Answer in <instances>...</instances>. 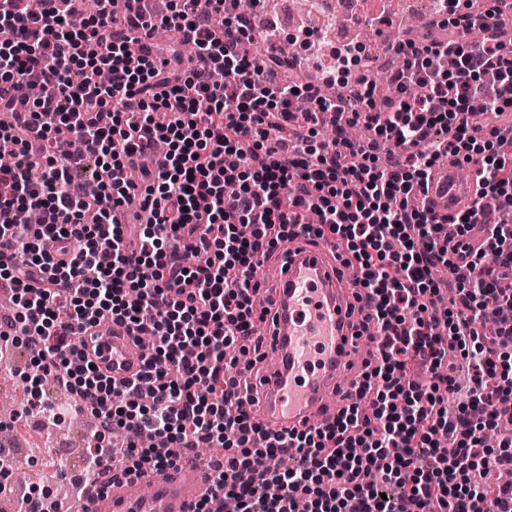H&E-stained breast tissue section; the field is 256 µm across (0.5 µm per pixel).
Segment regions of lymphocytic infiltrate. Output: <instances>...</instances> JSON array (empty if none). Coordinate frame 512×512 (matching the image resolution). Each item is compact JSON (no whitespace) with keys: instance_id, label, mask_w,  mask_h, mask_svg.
Returning <instances> with one entry per match:
<instances>
[{"instance_id":"f902f5d3","label":"lymphocytic infiltrate","mask_w":512,"mask_h":512,"mask_svg":"<svg viewBox=\"0 0 512 512\" xmlns=\"http://www.w3.org/2000/svg\"><path fill=\"white\" fill-rule=\"evenodd\" d=\"M72 0H0V136L15 145L0 167V288L15 303L0 353L23 346L29 418L51 425L72 409L97 429L79 480L106 490L137 463L172 466L184 453L223 448L206 495L235 512H512V449L489 451L488 430L512 407V325L496 349L480 341L484 319L512 305V225L489 224L467 271L455 270L450 238L465 239L483 216L473 204L447 218L410 205L441 156L477 166L480 196L512 211V160L493 151L512 135V8L493 0L479 14L449 17L397 42L395 92L376 95L371 60L355 44L335 48L332 84L344 73L354 99L327 98L314 84L281 76L275 27L235 0H97L75 15ZM265 28L264 56H241ZM185 33L189 55L159 53L129 68L126 57L156 29ZM337 136L316 143L322 118ZM364 127L359 143L346 127ZM165 172L136 186L134 160L155 153ZM94 160L92 180L81 179ZM141 197L136 214L130 198ZM41 222L26 223L29 211ZM295 231L333 236L358 271L373 349L336 422L288 436L263 432L241 409V374L226 348L249 340L263 257ZM443 266L456 288L443 316L431 306ZM103 321L153 336L144 372L113 385L88 359L83 330ZM420 368L428 383L408 379ZM470 388L456 407L457 373ZM73 406L49 407L46 382ZM165 453L140 447L142 432ZM454 437L442 447L441 434ZM125 452L111 465V438Z\"/></svg>"}]
</instances>
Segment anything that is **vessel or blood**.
<instances>
[{
    "label": "vessel or blood",
    "mask_w": 512,
    "mask_h": 512,
    "mask_svg": "<svg viewBox=\"0 0 512 512\" xmlns=\"http://www.w3.org/2000/svg\"><path fill=\"white\" fill-rule=\"evenodd\" d=\"M476 176L462 177L448 162L434 166L421 193L424 204L439 215H456L476 196ZM274 276L263 291L266 319L256 329L265 340L259 349L260 371L242 399L253 421L289 433L332 422L361 378L360 345L370 334L362 325L361 288L342 270L345 256L334 238L298 235L279 243L264 259ZM100 369L114 384L142 369L139 335L112 322L94 327ZM210 461L191 469L176 465L141 466L138 475L120 479L111 493L88 495L83 512H192L209 488Z\"/></svg>",
    "instance_id": "vessel-or-blood-1"
}]
</instances>
